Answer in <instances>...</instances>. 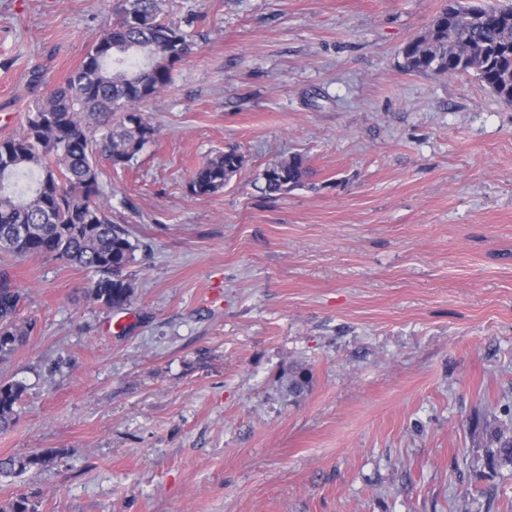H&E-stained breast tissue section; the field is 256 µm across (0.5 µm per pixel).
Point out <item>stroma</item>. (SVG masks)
Listing matches in <instances>:
<instances>
[{"instance_id": "1", "label": "stroma", "mask_w": 512, "mask_h": 512, "mask_svg": "<svg viewBox=\"0 0 512 512\" xmlns=\"http://www.w3.org/2000/svg\"><path fill=\"white\" fill-rule=\"evenodd\" d=\"M114 0H0V114L20 132ZM448 0H165L194 54L141 103L157 129L101 162L137 244L124 309L96 275L0 254L34 329L0 361L25 387L0 477L38 512H512L491 470L512 412V104L408 73ZM246 157L194 196L207 157ZM292 153L311 175L269 197ZM303 368L301 395L283 377ZM244 163L245 156L236 147L218 152L195 170L189 183L190 193L205 196L219 192L241 171ZM48 462V456L44 453L33 454L25 457H9L0 460V476H9L25 472L32 467H40Z\"/></svg>"}]
</instances>
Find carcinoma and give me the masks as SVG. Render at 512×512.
Segmentation results:
<instances>
[{
  "label": "carcinoma",
  "instance_id": "carcinoma-1",
  "mask_svg": "<svg viewBox=\"0 0 512 512\" xmlns=\"http://www.w3.org/2000/svg\"><path fill=\"white\" fill-rule=\"evenodd\" d=\"M193 52V41L165 20L163 0H118L106 24L73 73L29 113L22 131L0 139V252L20 257H54L100 276L88 295L113 309L134 295L127 269L138 249L129 230L112 223L101 180L99 156L124 166L154 139L155 128L138 105L173 80L177 64ZM403 69L478 79L501 100L512 103V5L448 8L402 49ZM120 114L118 121L112 116ZM245 156L228 147L204 161L189 183L195 196L214 194L241 171ZM311 174L306 158L293 153L268 165L264 192L284 194ZM29 181L19 185L20 176ZM23 224L25 237L11 229ZM25 292L0 273V360L10 357L34 329L17 312ZM308 378L288 372L287 388L300 394ZM25 387L0 382V427L14 422ZM512 413L500 421L499 448L488 464L512 465ZM48 462L45 454L0 460V476L22 473ZM0 512H36L28 497L0 506Z\"/></svg>",
  "mask_w": 512,
  "mask_h": 512
}]
</instances>
